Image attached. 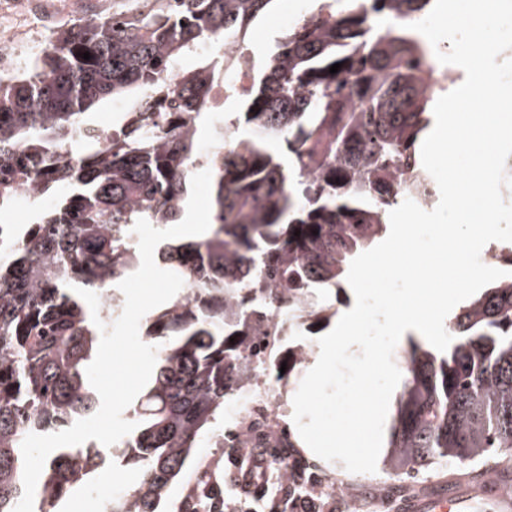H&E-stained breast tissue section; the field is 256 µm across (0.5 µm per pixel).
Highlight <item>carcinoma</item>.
Listing matches in <instances>:
<instances>
[{"label":"carcinoma","mask_w":512,"mask_h":512,"mask_svg":"<svg viewBox=\"0 0 512 512\" xmlns=\"http://www.w3.org/2000/svg\"><path fill=\"white\" fill-rule=\"evenodd\" d=\"M273 2L142 0L60 30L25 69L0 75V177H24L40 194L21 245L0 246V512L23 495L24 437L97 407L85 370L99 330L71 287L95 292L134 266L138 219L180 222L200 151L199 132L181 121L202 122L224 65L202 47ZM364 4L406 18L428 13L431 0H321L315 23L288 28L244 110L224 119L210 231L164 251L200 296L192 306L177 296L146 326L158 370L123 441L121 464L135 480L112 512H158L224 411L226 364L253 335L240 292L268 282L271 304L335 293L387 231L402 200L396 174L419 158L430 124L433 92L417 78L430 49L401 23L373 28ZM114 98L129 100L139 123L120 120L103 146L89 118ZM450 322L457 340L446 353L410 344L387 437L394 469L512 449V278L487 285ZM104 463L93 441L54 454L38 512H55Z\"/></svg>","instance_id":"cac0c4a2"}]
</instances>
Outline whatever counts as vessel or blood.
Instances as JSON below:
<instances>
[{
    "mask_svg": "<svg viewBox=\"0 0 512 512\" xmlns=\"http://www.w3.org/2000/svg\"><path fill=\"white\" fill-rule=\"evenodd\" d=\"M512 512V482L500 480L493 485L464 482L406 498L401 512Z\"/></svg>",
    "mask_w": 512,
    "mask_h": 512,
    "instance_id": "1",
    "label": "vessel or blood"
}]
</instances>
